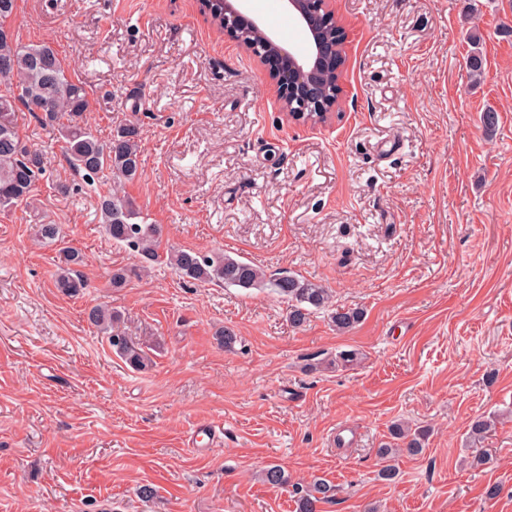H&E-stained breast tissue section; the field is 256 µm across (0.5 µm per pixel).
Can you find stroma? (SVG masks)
Wrapping results in <instances>:
<instances>
[{
  "label": "stroma",
  "instance_id": "1",
  "mask_svg": "<svg viewBox=\"0 0 512 512\" xmlns=\"http://www.w3.org/2000/svg\"><path fill=\"white\" fill-rule=\"evenodd\" d=\"M335 9L342 115L324 127L286 121L265 66L198 0H16L15 35L50 43L83 81L93 132L139 126V175L111 186L164 246L293 273L365 317L343 335L324 311L294 328L268 288L189 282L162 263L137 276L92 188L22 113L48 177L0 213V512H297L292 484L316 478L336 487L320 512H512V0ZM42 223L61 243L38 237ZM63 244L85 258L76 296L54 286ZM119 267L132 275L116 288ZM97 304L120 313L147 370L89 325ZM351 349L358 362L336 365ZM494 413L473 444L471 419ZM399 419L430 435L388 482L376 451ZM202 422L224 429L205 453L184 442ZM483 449L494 466L467 465ZM272 463L289 486L260 480Z\"/></svg>",
  "mask_w": 512,
  "mask_h": 512
}]
</instances>
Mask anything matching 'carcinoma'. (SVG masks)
<instances>
[{
    "label": "carcinoma",
    "mask_w": 512,
    "mask_h": 512,
    "mask_svg": "<svg viewBox=\"0 0 512 512\" xmlns=\"http://www.w3.org/2000/svg\"><path fill=\"white\" fill-rule=\"evenodd\" d=\"M0 8V64L8 65V73L0 76V211H8L28 198L36 183L46 176L43 153L33 150L21 138L17 112L25 109L40 125L59 133L68 166L88 183L108 176L132 181L140 165L141 136L134 125H123L103 141L86 121L88 91L80 79L72 76L69 65L48 43L23 44L15 35H4L16 9V0ZM98 222L113 242L123 245L141 259L140 271L156 263L172 267L187 281L221 284L227 288H270L288 299V320L294 327L303 325L309 315L326 309L331 303L330 291L319 283L288 272L269 276L258 265L234 258L226 253H204L194 250L164 249L162 228L140 219V212L127 196L109 191L98 195ZM61 262L55 287L70 296L88 287L78 267L84 257L78 250L65 246L59 249ZM363 318L358 308H336L330 321L339 334L351 331ZM87 321L107 335V341L120 358L136 370L148 366L149 358L140 342L117 326V314L105 305H95L87 313ZM494 426V418L477 417L469 426V438L481 440ZM390 435L395 445L381 447L377 455L383 461L378 476L392 481L397 476L395 454L406 451L417 454L423 450L428 432L394 423ZM262 481L273 486L288 484L282 466L270 464L261 472ZM335 486L322 478L300 490L299 512H319L318 504L334 497Z\"/></svg>",
    "instance_id": "1"
}]
</instances>
